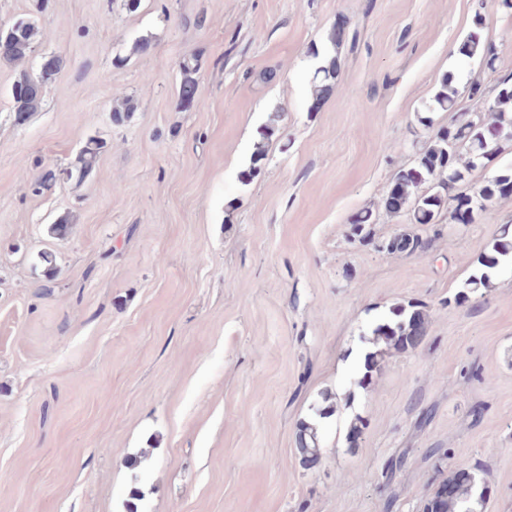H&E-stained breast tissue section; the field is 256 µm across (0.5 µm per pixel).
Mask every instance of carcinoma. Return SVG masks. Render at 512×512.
I'll use <instances>...</instances> for the list:
<instances>
[{"label": "carcinoma", "instance_id": "cac0c4a2", "mask_svg": "<svg viewBox=\"0 0 512 512\" xmlns=\"http://www.w3.org/2000/svg\"><path fill=\"white\" fill-rule=\"evenodd\" d=\"M39 36L35 24L8 34L3 30L1 39L7 45L0 46V63L17 65L33 51ZM459 56L478 59L488 69H494L496 53L483 37L481 19H476L473 28L457 47ZM180 79L177 86L178 105L188 110L200 104L198 93V60L194 56L185 57L179 63ZM335 58L324 60L315 72L311 95L315 103H320L330 93L336 80ZM467 98L473 101L470 107L460 103L461 93L450 76L442 78L439 88L427 106L430 112L448 113L446 133L429 136L418 148L415 163L399 170L394 177L398 196H389L384 201V209L394 215L404 213L413 224H434L444 210H449L452 196L470 187V172L485 164L500 150V142L512 131V76L503 78L497 92L491 99L485 96V89L479 82L470 83L465 90ZM12 111L28 117L38 111L42 102L40 87H35L24 97L10 96ZM278 131L275 122H270L260 133L254 144L248 168L242 172L244 182L251 181L260 172L267 157L269 141ZM104 142L89 140L76 158L74 171L82 180L93 170ZM512 185V168H505L476 187L491 202L507 196L503 186ZM427 246V241L417 235L406 233L394 235L388 242L393 252L414 253ZM512 258V226L506 224L499 238L495 240L492 253L483 256L479 264L483 271L472 275L466 287L475 291L487 288L491 282L490 271L500 262ZM394 318L377 325L373 331V341L382 342L398 351L416 348L426 334V314L422 307L413 303L409 307H399L393 311ZM297 452L303 464H316L321 458V445L318 428L315 424L302 422L296 433ZM468 464L458 460L448 471V477L438 486L428 501V512H477L474 505L484 502L486 488L477 485L475 476H463Z\"/></svg>", "mask_w": 512, "mask_h": 512}]
</instances>
